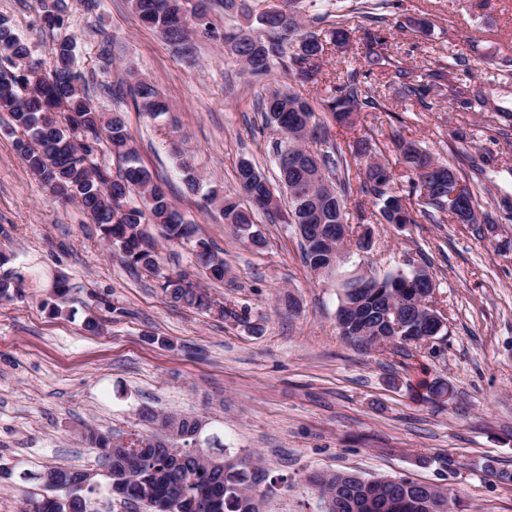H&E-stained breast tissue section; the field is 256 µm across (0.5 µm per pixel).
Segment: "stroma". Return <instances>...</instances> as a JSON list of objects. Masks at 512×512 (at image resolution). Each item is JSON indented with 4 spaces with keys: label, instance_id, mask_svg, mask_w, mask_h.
<instances>
[{
    "label": "stroma",
    "instance_id": "obj_1",
    "mask_svg": "<svg viewBox=\"0 0 512 512\" xmlns=\"http://www.w3.org/2000/svg\"><path fill=\"white\" fill-rule=\"evenodd\" d=\"M362 3L341 0L352 38L325 54L318 83L299 86L312 105L359 65L372 26L356 12ZM0 15L44 65L69 38L82 73L103 74V84L87 80L82 92L98 111L121 113L142 164L217 246L228 274L206 288L230 312L172 306L153 277L130 273L78 204L45 192L14 152L10 117L0 112V246L30 273L24 297L0 301V465L13 472L0 479V512H20L24 470L101 469L98 449L82 445L79 431L87 423L119 437L141 431L143 404L206 417L228 452L258 454L275 481L265 512H319L306 478L324 470L447 487L458 497L455 512H512V483L496 477L512 471V215L500 206L512 199L511 169L498 168L480 190L491 223H371V251L350 253L342 273L383 274L410 261L428 269L448 334L437 356L413 345L365 351L339 336L337 282L305 265L294 231L258 215L267 245L253 250L202 192L187 189L175 163L173 146L187 149L204 190L223 195L238 194L241 159L277 176L276 134L262 126L255 103L296 83L277 64L266 77L251 76L225 47V28L246 25V15L215 7L214 35H194L190 56L142 25L128 0H98L91 12L84 0H63L64 23L52 30L36 0H0ZM382 15L393 59L417 77L465 62L491 109L469 112L437 95L431 110L407 111L387 74L375 81L385 110L360 113L351 127L320 113L333 140L371 137L400 190L407 166L393 145L398 135L452 165L487 149L512 160V137L499 134L492 115L512 113V0H391ZM422 19L428 32L418 29ZM139 81L167 99L161 120L138 112L127 95ZM59 276L69 284L61 300L52 288ZM55 302L64 316H53ZM90 314L99 334L83 330ZM424 380L448 384L451 397L428 398Z\"/></svg>",
    "mask_w": 512,
    "mask_h": 512
}]
</instances>
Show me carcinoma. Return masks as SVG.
Returning <instances> with one entry per match:
<instances>
[{
	"label": "carcinoma",
	"instance_id": "cac0c4a2",
	"mask_svg": "<svg viewBox=\"0 0 512 512\" xmlns=\"http://www.w3.org/2000/svg\"><path fill=\"white\" fill-rule=\"evenodd\" d=\"M297 3L299 0H287L288 18L284 21L274 18L266 7L256 15L257 25L224 31V41L233 43V54L252 75H267L276 59L299 82L314 83L318 63L329 46L349 43L350 32L344 27L338 26L324 37L316 26L302 22ZM130 6L144 26L157 31L183 54L194 50L192 31H211L208 0H196L190 11L182 0H130ZM387 46L388 37L381 31H364L359 67L329 86L328 96L322 99V110L336 124L351 126L359 113L385 108L368 82L385 71L394 73L402 99L424 108L429 107L428 99L435 93L447 88L458 95L463 81L474 80L469 71L459 75L439 65L428 69L424 80L413 83L410 71L392 59ZM75 48L71 40L59 43L49 71L28 72L24 61L32 57L30 45L13 33L7 19L0 17V111L10 116V129L16 134L15 151L54 198L78 202L112 252L129 270L150 274L169 303L210 310L201 286L185 271L165 263L158 240L145 231V225H157L167 242L191 245L194 266L209 281H224V258L198 234V226L170 202L160 180L141 164L121 113L108 116L99 112L81 95L79 84L85 76L75 68ZM129 93L139 111L152 120L168 112L167 101L150 83L140 81L129 87ZM257 112L262 124L279 135L273 150L280 193H275L269 179L248 159L240 160L236 178L249 205H242L235 196H220L213 189L207 193L208 202L219 207L224 223L247 238L255 250L264 249L267 243L256 229L255 212H263L272 223L321 224L323 234L331 237L336 234V225L348 223L347 201L355 189L372 198L387 224L416 223L408 205L413 197L420 199L422 217L429 221L446 217L451 224L480 223L476 183L414 140L398 142L412 172L408 194H399L394 186L396 177L378 156L376 143L363 136L344 147L337 144L328 128L317 120L313 106L294 90L278 88L259 97ZM106 153L118 159L117 170L100 162V156ZM173 155L188 189L193 193L199 190L200 179L191 155L177 147ZM362 163L364 175L355 186L351 170ZM456 188L464 205L453 208L448 193ZM13 260V254L0 250V268L4 269L0 299L5 301L22 296L26 281L22 269L12 266ZM359 279L361 276L352 273L341 285L336 309V327L341 336L350 315V290ZM372 279L373 287L361 290L368 325L386 332L382 315L391 305L406 303L412 311L409 318L417 317L413 298L421 284L416 269L374 273ZM163 414L150 406L137 410L139 421L152 431L136 434L139 445L133 452L114 443L112 434L98 427L87 425L81 431V441L89 447L112 449L108 459L112 497L124 504H139L145 512H252V502L268 491L269 478L254 454L241 457L238 465L210 469L189 447L197 417H183L184 438L173 440L157 427ZM48 471L63 484L50 496L25 498L24 512H90L91 495L97 487L89 482L75 494L68 489L84 483L85 471L65 466H53ZM309 484L321 500L338 492L350 498L362 492L360 480L341 475L330 482L315 472L309 476ZM389 494L404 503L400 512H420L414 503L424 498L439 497L456 505V496L448 489L420 486L407 477L393 485Z\"/></svg>",
	"mask_w": 512,
	"mask_h": 512
}]
</instances>
